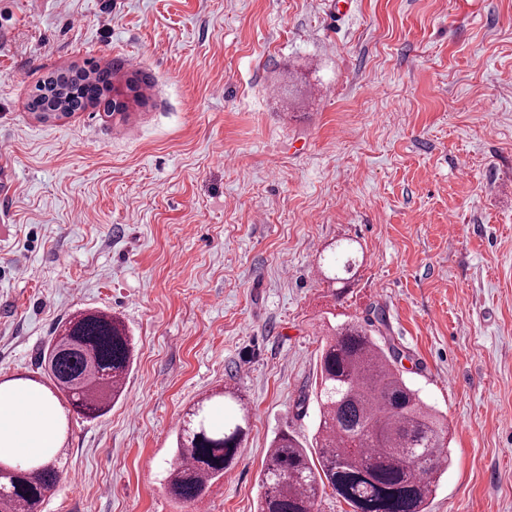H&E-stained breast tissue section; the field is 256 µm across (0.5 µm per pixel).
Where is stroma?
I'll return each mask as SVG.
<instances>
[{
  "instance_id": "stroma-1",
  "label": "stroma",
  "mask_w": 512,
  "mask_h": 512,
  "mask_svg": "<svg viewBox=\"0 0 512 512\" xmlns=\"http://www.w3.org/2000/svg\"><path fill=\"white\" fill-rule=\"evenodd\" d=\"M114 61L125 116L28 110ZM0 155V380L87 308L136 343L112 409L56 432L45 512H256L272 439L317 428L331 315L372 312L448 424L429 512H512V0H0ZM341 239L364 261L337 301ZM228 386L240 460L177 504L183 416Z\"/></svg>"
}]
</instances>
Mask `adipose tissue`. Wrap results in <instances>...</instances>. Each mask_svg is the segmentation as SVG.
I'll list each match as a JSON object with an SVG mask.
<instances>
[{"label": "adipose tissue", "instance_id": "adipose-tissue-1", "mask_svg": "<svg viewBox=\"0 0 512 512\" xmlns=\"http://www.w3.org/2000/svg\"><path fill=\"white\" fill-rule=\"evenodd\" d=\"M55 415L52 407L41 405L30 394L0 395V447L12 453L38 451L50 447V422Z\"/></svg>", "mask_w": 512, "mask_h": 512}]
</instances>
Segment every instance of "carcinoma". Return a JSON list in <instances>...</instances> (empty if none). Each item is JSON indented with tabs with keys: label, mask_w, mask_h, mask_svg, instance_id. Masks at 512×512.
I'll list each match as a JSON object with an SVG mask.
<instances>
[{
	"label": "carcinoma",
	"mask_w": 512,
	"mask_h": 512,
	"mask_svg": "<svg viewBox=\"0 0 512 512\" xmlns=\"http://www.w3.org/2000/svg\"><path fill=\"white\" fill-rule=\"evenodd\" d=\"M112 71L111 65L77 70L53 95L34 89L29 107L44 120L83 111L103 96ZM341 256L320 270L335 296L348 290V274L356 266L351 245L341 248ZM373 332L370 318L333 327L319 355L314 446L288 433L274 438L257 512H317L319 497L328 491L352 512H426L449 460L446 427L396 367L400 353L380 344ZM133 361L126 325L90 308L62 323L40 355L43 378L27 380L46 386L76 414L95 419L121 395ZM227 398L236 403L237 414L226 424L221 414ZM250 419V409L230 387L193 403L164 473L176 502L201 503L210 486L237 464ZM0 462L12 468L0 480V512H40L60 481L61 449L38 460Z\"/></svg>",
	"instance_id": "1"
}]
</instances>
